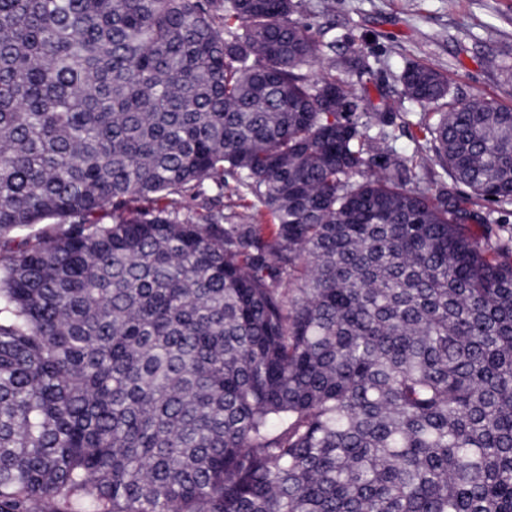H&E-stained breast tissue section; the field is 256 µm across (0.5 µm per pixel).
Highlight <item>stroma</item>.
I'll list each match as a JSON object with an SVG mask.
<instances>
[{
	"label": "stroma",
	"mask_w": 512,
	"mask_h": 512,
	"mask_svg": "<svg viewBox=\"0 0 512 512\" xmlns=\"http://www.w3.org/2000/svg\"><path fill=\"white\" fill-rule=\"evenodd\" d=\"M296 18L319 32L310 76L325 73L372 104L388 102L399 157L416 153L424 113L459 99L512 108V0H302ZM412 63L450 75L447 100L424 106L401 95L398 77Z\"/></svg>",
	"instance_id": "stroma-1"
}]
</instances>
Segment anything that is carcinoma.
<instances>
[{"mask_svg":"<svg viewBox=\"0 0 512 512\" xmlns=\"http://www.w3.org/2000/svg\"><path fill=\"white\" fill-rule=\"evenodd\" d=\"M299 2L0 0V512H512V109Z\"/></svg>","mask_w":512,"mask_h":512,"instance_id":"cac0c4a2","label":"carcinoma"}]
</instances>
